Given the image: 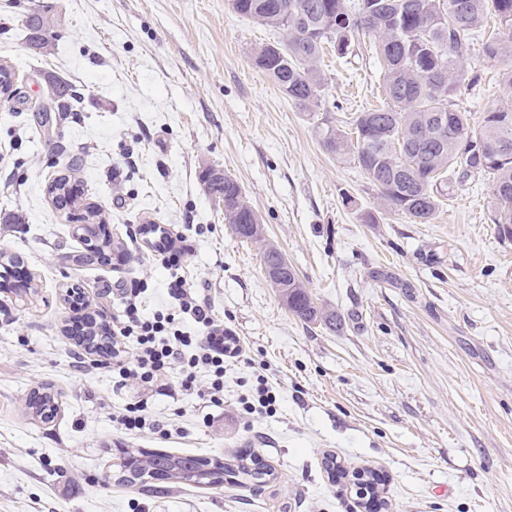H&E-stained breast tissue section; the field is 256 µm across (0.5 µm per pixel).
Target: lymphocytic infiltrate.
Masks as SVG:
<instances>
[{
  "label": "lymphocytic infiltrate",
  "instance_id": "f902f5d3",
  "mask_svg": "<svg viewBox=\"0 0 512 512\" xmlns=\"http://www.w3.org/2000/svg\"><path fill=\"white\" fill-rule=\"evenodd\" d=\"M155 252L173 271L167 294L180 314L189 316L201 328L190 336L177 328L169 314H155L147 319L139 309V289L126 294L124 322L112 332V367L123 380L134 381L150 390L163 386L169 372L180 368V388L197 389L199 372L210 377L206 395L210 402H220L224 393V360L238 352V340L214 318L202 283L188 281L179 269L192 247L184 235L171 231L151 242Z\"/></svg>",
  "mask_w": 512,
  "mask_h": 512
}]
</instances>
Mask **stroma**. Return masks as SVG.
I'll return each mask as SVG.
<instances>
[{"mask_svg":"<svg viewBox=\"0 0 512 512\" xmlns=\"http://www.w3.org/2000/svg\"><path fill=\"white\" fill-rule=\"evenodd\" d=\"M35 12L57 22L53 54L29 45ZM275 39L231 0H0V64L16 89L0 109V216L24 218L0 223V252L19 255L31 281L0 288V512H360L353 484L325 472L329 454L384 477V512H512V238L491 220L487 178L446 188L429 224L378 210L357 165L324 149L315 118L379 105L369 38L345 58L324 54L313 110L255 67ZM468 68L479 82L456 104L472 121L512 107L500 63L477 54ZM50 74L83 104L43 125ZM207 163L239 183L266 242L341 326L304 323L282 304L258 245L240 242L206 195ZM66 173L106 215L108 263L72 261L87 246L47 192ZM149 223L189 238L181 275L205 284L240 339L221 406L180 391L175 370L160 392L121 385L111 358L67 331L75 284L107 321L138 280L144 316L169 312L171 272L136 234ZM260 375L279 395L275 414L241 409ZM42 383L59 398L47 423L23 406ZM141 400L160 429L126 435L116 417ZM116 448L247 453L276 477L149 494L116 484Z\"/></svg>","mask_w":512,"mask_h":512,"instance_id":"35a3bbf8","label":"stroma"}]
</instances>
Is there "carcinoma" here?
<instances>
[{
  "instance_id": "carcinoma-1",
  "label": "carcinoma",
  "mask_w": 512,
  "mask_h": 512,
  "mask_svg": "<svg viewBox=\"0 0 512 512\" xmlns=\"http://www.w3.org/2000/svg\"><path fill=\"white\" fill-rule=\"evenodd\" d=\"M232 8L281 34V40L257 51L253 62L283 94L305 108L320 96L324 49L343 57L354 40L371 37L382 65L385 103L356 113L347 131L332 118H321L317 128L323 147L362 170L381 210L417 224L434 218L448 180L461 184L472 175L484 176L492 193L493 223L512 235V110L486 112L475 125L454 103L460 87L475 82L467 61L476 44L483 57L508 61L500 76L501 83L512 89V0H354L349 5L346 0H232ZM489 14L498 19L499 32L479 40L475 33ZM30 27L32 48L46 52L54 47L53 20L36 16ZM46 86L51 107L42 113L41 122H49L53 112L61 119L77 111L80 96L71 84L49 79ZM204 187L220 201L237 199L234 208L224 211V221L237 238L261 245L263 265L285 259L279 248L265 242L261 220L236 180L206 179ZM48 194L57 210L80 212L77 231L92 236L91 250L78 261L109 260L112 237L102 209L82 204V191L68 176L54 179ZM277 292L289 312L307 323H341L339 314L317 305L294 271ZM84 323L85 343L97 354L108 353L106 325L92 313L84 316ZM28 409L49 422L57 411L55 396L35 390ZM116 467L118 484L141 490L154 487L156 474L169 483L214 488L224 485L226 476L241 487L275 478L272 469L248 456L226 464L140 448L119 449Z\"/></svg>"
}]
</instances>
